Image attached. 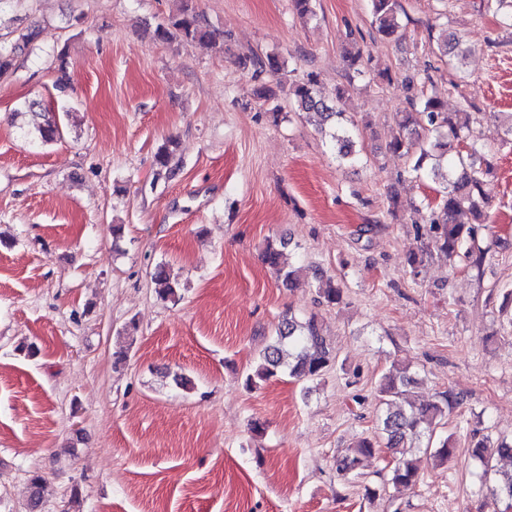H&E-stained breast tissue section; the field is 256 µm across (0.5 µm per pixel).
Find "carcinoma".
<instances>
[{"instance_id":"obj_1","label":"carcinoma","mask_w":512,"mask_h":512,"mask_svg":"<svg viewBox=\"0 0 512 512\" xmlns=\"http://www.w3.org/2000/svg\"><path fill=\"white\" fill-rule=\"evenodd\" d=\"M370 7L379 34L391 36L398 31L397 0H370ZM483 7L500 17L502 24L512 27V0H484ZM156 35L165 41L182 37L217 44L216 37L189 4L167 23L158 25ZM39 36L40 29L33 26L12 41H0V76L12 68L15 56ZM444 47L453 53V69L463 72L470 48L453 34L446 37ZM235 64L242 70L252 71L256 79L264 74L278 76L285 69L284 62L275 54L240 55ZM318 84V75L309 72L302 80L288 83V98L300 111L319 116L325 135L339 158L353 162L357 153L345 112L337 105H327L318 96ZM409 107L411 111L398 119V132L389 143V150L405 159L404 173L409 177L442 179L439 202L422 217L426 234L448 260L477 266L484 257L478 244L481 226L466 224L459 216L466 210L479 214L487 205L482 183L492 166L478 165V155L485 152L486 145L481 138L471 136L469 120H459V113L448 111L444 102L436 97L415 93L409 97ZM29 111L42 119L36 125L41 140L53 141L59 134L58 125L34 111L32 105ZM261 256L264 264L284 283L290 284L296 278L297 270L285 267L283 253L273 242H266ZM151 280L158 297L163 300L176 297L177 281L164 266L155 268ZM318 293L328 305L342 301L341 288L330 282L319 285ZM335 363L336 357L327 345L317 316L312 314L300 321L290 315L283 319L272 341L264 348L260 363L246 378V386H253L257 379H270L280 368L298 381L317 380ZM415 382L414 374L406 367L394 366L381 376L377 393L386 409L377 419L375 435L360 438L352 449L336 458L339 474L357 472L362 461L372 456L381 442L394 457L391 480L397 485L411 486L418 481V458L412 457L413 453L430 452L441 461L452 455V437L441 433V429L461 404L460 398L448 390L436 401L414 404L406 400V395ZM469 454L478 463L477 476L485 497L491 500L512 498V472H501L496 466L497 460L512 458V440L496 444L481 440L469 448ZM29 486L28 512H42L45 478L35 473L29 477Z\"/></svg>"}]
</instances>
